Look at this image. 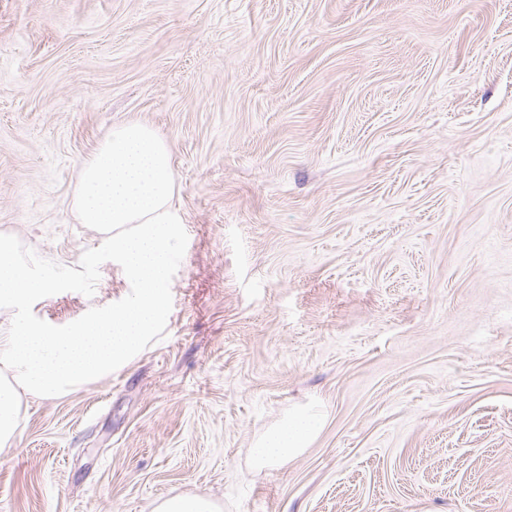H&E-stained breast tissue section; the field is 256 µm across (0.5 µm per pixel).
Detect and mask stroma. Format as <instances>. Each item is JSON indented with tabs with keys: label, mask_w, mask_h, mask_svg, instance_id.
<instances>
[{
	"label": "stroma",
	"mask_w": 512,
	"mask_h": 512,
	"mask_svg": "<svg viewBox=\"0 0 512 512\" xmlns=\"http://www.w3.org/2000/svg\"><path fill=\"white\" fill-rule=\"evenodd\" d=\"M130 122L188 234L165 336L22 399L0 512H512V0H0V234L78 266ZM129 291L108 261L33 312ZM298 406L321 432L257 469ZM215 501L202 493L184 492L168 496L157 507L156 512H218Z\"/></svg>",
	"instance_id": "obj_1"
}]
</instances>
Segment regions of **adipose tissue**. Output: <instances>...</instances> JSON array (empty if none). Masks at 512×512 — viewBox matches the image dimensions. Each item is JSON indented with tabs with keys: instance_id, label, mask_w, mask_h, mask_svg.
Here are the masks:
<instances>
[{
	"instance_id": "ef3b65f1",
	"label": "adipose tissue",
	"mask_w": 512,
	"mask_h": 512,
	"mask_svg": "<svg viewBox=\"0 0 512 512\" xmlns=\"http://www.w3.org/2000/svg\"><path fill=\"white\" fill-rule=\"evenodd\" d=\"M322 426L319 412L300 409L292 413L277 427L263 435L253 450L258 467L283 465L309 447Z\"/></svg>"
}]
</instances>
